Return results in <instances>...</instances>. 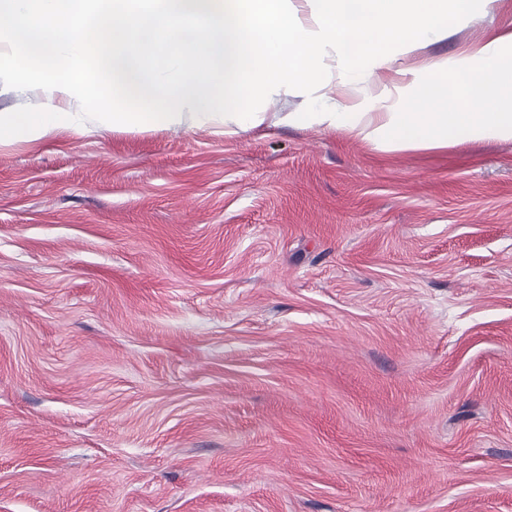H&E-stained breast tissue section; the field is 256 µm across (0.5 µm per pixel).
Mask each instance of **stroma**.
I'll list each match as a JSON object with an SVG mask.
<instances>
[{
  "label": "stroma",
  "instance_id": "stroma-1",
  "mask_svg": "<svg viewBox=\"0 0 512 512\" xmlns=\"http://www.w3.org/2000/svg\"><path fill=\"white\" fill-rule=\"evenodd\" d=\"M83 128L0 140V512H512V141Z\"/></svg>",
  "mask_w": 512,
  "mask_h": 512
}]
</instances>
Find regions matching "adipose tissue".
I'll list each match as a JSON object with an SVG mask.
<instances>
[{
	"label": "adipose tissue",
	"mask_w": 512,
	"mask_h": 512,
	"mask_svg": "<svg viewBox=\"0 0 512 512\" xmlns=\"http://www.w3.org/2000/svg\"><path fill=\"white\" fill-rule=\"evenodd\" d=\"M512 30L499 33L476 51L458 57L453 65L432 66L431 77L420 69L402 68L401 94L423 102L421 110L375 111L371 99L351 103L314 99L308 112L295 120L327 130L360 136L380 151L445 149L470 142L512 140ZM484 67L482 82L449 87L448 73Z\"/></svg>",
	"instance_id": "ef3b65f1"
}]
</instances>
